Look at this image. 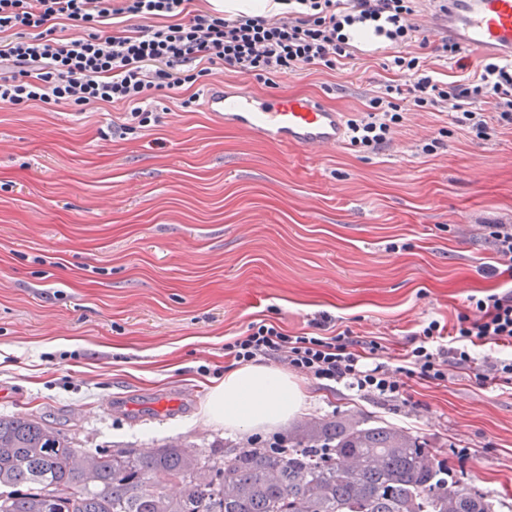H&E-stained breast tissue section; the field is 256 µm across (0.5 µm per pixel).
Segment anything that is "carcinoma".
I'll return each instance as SVG.
<instances>
[{
    "mask_svg": "<svg viewBox=\"0 0 512 512\" xmlns=\"http://www.w3.org/2000/svg\"><path fill=\"white\" fill-rule=\"evenodd\" d=\"M84 455L31 415L0 417V512H495L419 437L353 417L288 434L280 454Z\"/></svg>",
    "mask_w": 512,
    "mask_h": 512,
    "instance_id": "carcinoma-1",
    "label": "carcinoma"
}]
</instances>
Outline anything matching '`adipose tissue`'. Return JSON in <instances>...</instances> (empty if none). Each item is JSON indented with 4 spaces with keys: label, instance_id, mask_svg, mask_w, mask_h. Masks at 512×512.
Segmentation results:
<instances>
[{
    "label": "adipose tissue",
    "instance_id": "adipose-tissue-1",
    "mask_svg": "<svg viewBox=\"0 0 512 512\" xmlns=\"http://www.w3.org/2000/svg\"><path fill=\"white\" fill-rule=\"evenodd\" d=\"M304 395L287 372L259 362L229 370L207 395V421L231 430L282 423L301 406Z\"/></svg>",
    "mask_w": 512,
    "mask_h": 512
}]
</instances>
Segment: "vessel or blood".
<instances>
[{
	"label": "vessel or blood",
	"mask_w": 512,
	"mask_h": 512,
	"mask_svg": "<svg viewBox=\"0 0 512 512\" xmlns=\"http://www.w3.org/2000/svg\"><path fill=\"white\" fill-rule=\"evenodd\" d=\"M427 26L468 50L512 54V0H447ZM209 109L225 124L289 149L320 154L348 143L345 114L308 96L280 91L261 99L244 86L230 95L215 91Z\"/></svg>",
	"instance_id": "obj_1"
}]
</instances>
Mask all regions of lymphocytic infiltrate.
I'll use <instances>...</instances> for the list:
<instances>
[{
    "label": "lymphocytic infiltrate",
    "instance_id": "lymphocytic-infiltrate-1",
    "mask_svg": "<svg viewBox=\"0 0 512 512\" xmlns=\"http://www.w3.org/2000/svg\"><path fill=\"white\" fill-rule=\"evenodd\" d=\"M285 2L286 11L275 15L227 18L192 8L191 0H0V104H66L77 113L120 106L123 129H145L158 120L155 98L191 107L183 91L206 82L214 65L267 82L333 72L362 55L358 37L370 32L405 81L386 85L364 116L350 120L352 146L390 143L414 108L446 109L451 124L476 142L512 130V62L490 61L449 83L437 79L414 22L417 0ZM61 26L70 37L58 35ZM483 342L512 345V289L470 297L452 325L421 323L413 345L397 356L381 338L349 329L290 335L263 321L224 354L239 363L274 358L326 387L395 398L408 380L438 384L449 368L473 366L471 348Z\"/></svg>",
    "mask_w": 512,
    "mask_h": 512
}]
</instances>
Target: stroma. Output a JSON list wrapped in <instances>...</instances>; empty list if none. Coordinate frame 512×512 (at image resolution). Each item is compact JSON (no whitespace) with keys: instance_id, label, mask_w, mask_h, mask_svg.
I'll return each instance as SVG.
<instances>
[{"instance_id":"obj_1","label":"stroma","mask_w":512,"mask_h":512,"mask_svg":"<svg viewBox=\"0 0 512 512\" xmlns=\"http://www.w3.org/2000/svg\"><path fill=\"white\" fill-rule=\"evenodd\" d=\"M380 56L269 86L213 68L211 85L311 96L355 119L401 82ZM120 108L0 107V416L32 414L97 452L241 443L209 423L224 346L265 320L289 334L351 329L407 346L470 296L512 287L488 224H512V134L439 136L409 110L391 145L321 154L167 101L120 135ZM442 145L432 154L422 145ZM311 419L357 414L418 435L456 479L512 512V389L454 369L381 400L299 379Z\"/></svg>"}]
</instances>
